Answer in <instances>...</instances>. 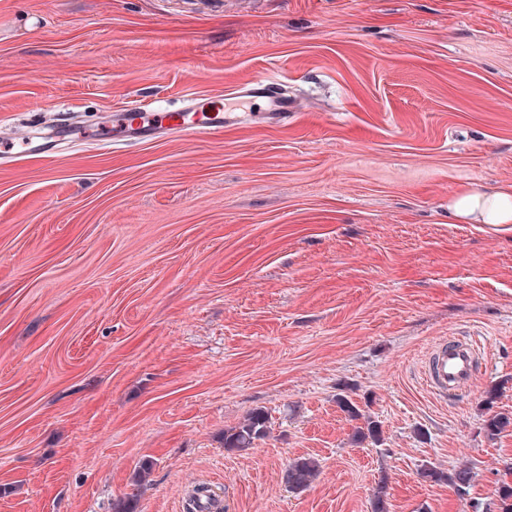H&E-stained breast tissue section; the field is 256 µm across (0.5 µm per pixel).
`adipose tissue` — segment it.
I'll return each mask as SVG.
<instances>
[{"label": "adipose tissue", "mask_w": 512, "mask_h": 512, "mask_svg": "<svg viewBox=\"0 0 512 512\" xmlns=\"http://www.w3.org/2000/svg\"><path fill=\"white\" fill-rule=\"evenodd\" d=\"M448 212L466 223L512 224V184L463 191L449 202Z\"/></svg>", "instance_id": "1"}]
</instances>
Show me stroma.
Masks as SVG:
<instances>
[{
    "mask_svg": "<svg viewBox=\"0 0 512 512\" xmlns=\"http://www.w3.org/2000/svg\"><path fill=\"white\" fill-rule=\"evenodd\" d=\"M272 74L284 126L0 164V512H183L205 483L223 512H372L382 484L388 512H496L512 224L448 200L512 183V0H0L5 127ZM442 336L487 346L444 403ZM256 409L266 438L226 450ZM462 463L463 496L419 476ZM319 463L310 457H300L293 460L284 474L288 487L294 491H303L316 479Z\"/></svg>",
    "mask_w": 512,
    "mask_h": 512,
    "instance_id": "obj_1",
    "label": "stroma"
}]
</instances>
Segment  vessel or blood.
I'll return each instance as SVG.
<instances>
[{"instance_id": "vessel-or-blood-1", "label": "vessel or blood", "mask_w": 512, "mask_h": 512, "mask_svg": "<svg viewBox=\"0 0 512 512\" xmlns=\"http://www.w3.org/2000/svg\"><path fill=\"white\" fill-rule=\"evenodd\" d=\"M295 109V99L288 97L278 80L257 78L206 102L191 100L179 108L134 105L93 125L69 118L50 128L22 125L0 130V163L44 159L61 143L85 141L121 149L161 137L210 135L255 120L279 124L287 122ZM477 348V340L453 336L433 343L425 357L423 380L434 399L444 401L473 387L478 377Z\"/></svg>"}]
</instances>
